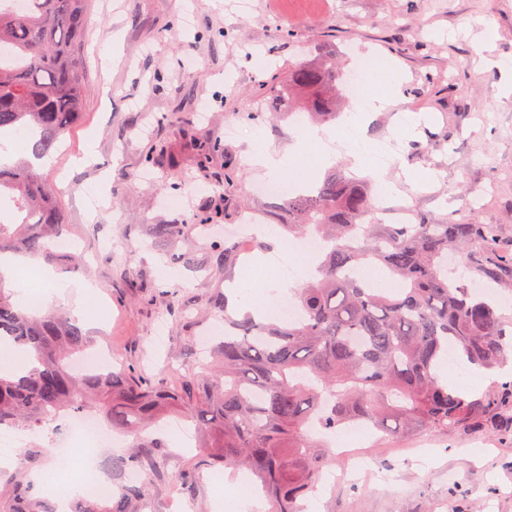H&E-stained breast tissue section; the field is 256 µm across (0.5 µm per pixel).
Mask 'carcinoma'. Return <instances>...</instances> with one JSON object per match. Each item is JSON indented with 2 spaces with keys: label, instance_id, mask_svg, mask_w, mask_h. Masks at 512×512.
I'll use <instances>...</instances> for the list:
<instances>
[{
  "label": "carcinoma",
  "instance_id": "obj_1",
  "mask_svg": "<svg viewBox=\"0 0 512 512\" xmlns=\"http://www.w3.org/2000/svg\"><path fill=\"white\" fill-rule=\"evenodd\" d=\"M22 13L0 10V137L18 129L29 139L0 164V256L55 258L80 265L55 249L65 224L59 194L32 159L57 148L83 112L84 73L77 46L84 33L86 0H27ZM336 52L296 63L276 91L287 112L313 120L337 117L345 99V73ZM371 182L341 170L308 194L288 199L290 234L314 231L326 241L317 276L295 292L302 318L282 323L224 315L218 370L185 375L179 391L167 373L128 377L122 369L77 375L76 356L93 346L79 325L61 313L37 316L15 300L0 272V343L23 347L31 367L16 378L0 376V428L35 439L28 470L38 467L45 430L66 414L96 412L112 429L133 435L170 407L206 429L207 465L252 474L268 512H300L335 454L308 433L311 423L331 432L364 422L389 436L416 429L446 434L485 428L512 410V319L490 297L456 285L444 258L483 252L482 271L493 274L512 255L498 251L494 232L477 224H376ZM363 267L395 284L384 288L357 274ZM453 355L464 365L503 375L499 391L470 395L439 374ZM118 458L117 489L69 501V512H144L147 480L126 475L149 465L147 448L160 437L133 444ZM11 498L0 512H59L53 484L29 475L10 477Z\"/></svg>",
  "mask_w": 512,
  "mask_h": 512
}]
</instances>
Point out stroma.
<instances>
[{
  "mask_svg": "<svg viewBox=\"0 0 512 512\" xmlns=\"http://www.w3.org/2000/svg\"><path fill=\"white\" fill-rule=\"evenodd\" d=\"M86 24L83 119L46 166L84 263L34 265L58 284L94 283L112 316L85 331L143 374L193 365L199 335L218 319L215 303L235 305L227 285L244 267L215 250L225 226L246 214L287 223L282 199L257 192L267 176L247 151L259 137L278 151L302 140L257 93L321 46H360L401 77V103L360 126L372 143L402 133L397 159L382 166L400 186L393 207L409 206L427 224L489 226L512 251V80L493 66L512 58V0H88ZM113 51L120 60L103 71L100 58ZM255 112L265 120H252ZM231 123L240 128L233 139L224 135ZM91 139L96 163L75 167ZM201 140L212 145L202 167ZM95 192L103 203L92 215ZM157 224L182 233L158 240ZM161 435L147 481L152 512H172L188 466L192 512H218L213 485L230 481L233 468L201 466L202 449L183 447L171 427ZM370 443L398 483L351 480V458L337 456L316 512H482L489 498L496 512H512V434L418 430Z\"/></svg>",
  "mask_w": 512,
  "mask_h": 512,
  "instance_id": "stroma-1",
  "label": "stroma"
}]
</instances>
